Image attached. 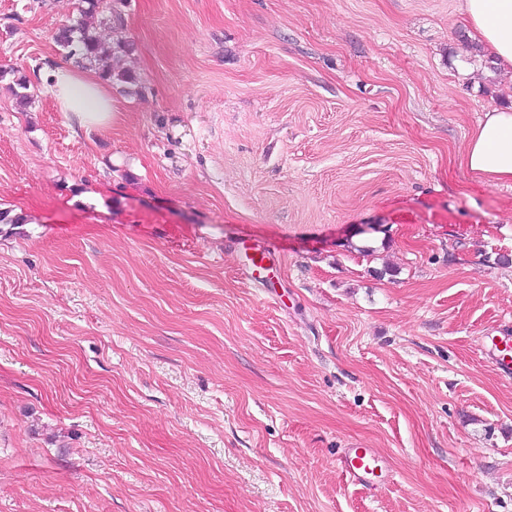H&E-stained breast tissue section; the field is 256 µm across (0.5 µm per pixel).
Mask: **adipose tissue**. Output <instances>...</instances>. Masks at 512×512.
Listing matches in <instances>:
<instances>
[{"label": "adipose tissue", "instance_id": "obj_1", "mask_svg": "<svg viewBox=\"0 0 512 512\" xmlns=\"http://www.w3.org/2000/svg\"><path fill=\"white\" fill-rule=\"evenodd\" d=\"M459 10L499 72L512 76V0H459ZM59 111L77 130L106 129L118 115L111 86L97 74L54 67L47 74ZM461 164L482 185L512 183V107L486 112L472 131Z\"/></svg>", "mask_w": 512, "mask_h": 512}]
</instances>
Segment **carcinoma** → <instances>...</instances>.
Wrapping results in <instances>:
<instances>
[{"instance_id": "cac0c4a2", "label": "carcinoma", "mask_w": 512, "mask_h": 512, "mask_svg": "<svg viewBox=\"0 0 512 512\" xmlns=\"http://www.w3.org/2000/svg\"><path fill=\"white\" fill-rule=\"evenodd\" d=\"M81 3L83 7L79 10V17L60 27L55 34L57 46L65 57L84 67L98 70L99 76L112 84L134 82L128 72L102 65L105 57L130 51V44L124 37L125 17L121 10L125 0H81ZM98 23L112 28V45L107 47L101 41L96 31ZM15 84L17 90L13 91V95L16 104L24 112L33 99L29 92L30 82L21 76L15 80Z\"/></svg>"}]
</instances>
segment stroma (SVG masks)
Returning a JSON list of instances; mask_svg holds the SVG:
<instances>
[{
    "mask_svg": "<svg viewBox=\"0 0 512 512\" xmlns=\"http://www.w3.org/2000/svg\"><path fill=\"white\" fill-rule=\"evenodd\" d=\"M77 7L0 0V512H512V186L461 165L512 77L458 0H127L78 135ZM79 17L68 25L60 27L55 42L65 57L74 59L84 67L98 70L99 76L112 84L132 83L134 78L126 71L114 67L100 66L103 59L112 53L130 51V44L124 37L125 17L121 6L125 0H81ZM110 25L112 45L106 47L101 41L95 24ZM115 37V38H114ZM97 74L75 67H54L48 71L47 81L52 98L59 112L70 114L76 130L92 128L104 130L112 126L117 118V104L112 98L111 86ZM491 359L500 375L512 378V358L509 355L512 347V336H488ZM340 464L352 480L366 486H375L374 478L386 468L373 448H348Z\"/></svg>",
    "mask_w": 512,
    "mask_h": 512,
    "instance_id": "obj_1",
    "label": "stroma"
}]
</instances>
